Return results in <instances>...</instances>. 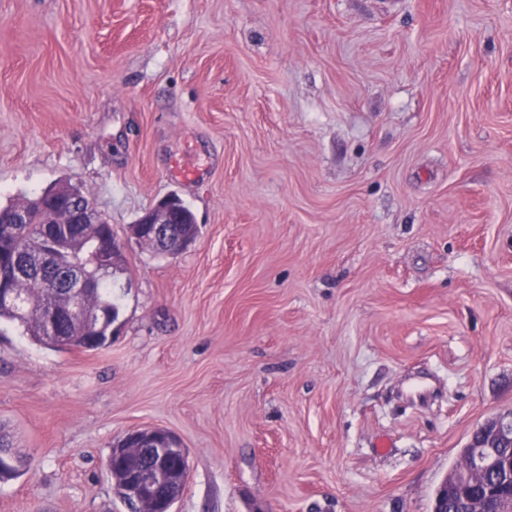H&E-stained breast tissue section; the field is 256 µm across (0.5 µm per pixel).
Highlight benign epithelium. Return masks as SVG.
I'll return each instance as SVG.
<instances>
[{"mask_svg":"<svg viewBox=\"0 0 512 512\" xmlns=\"http://www.w3.org/2000/svg\"><path fill=\"white\" fill-rule=\"evenodd\" d=\"M77 199L63 190L54 206L51 223L55 224L50 234L41 238L43 259L54 261L65 254L75 232L72 225L81 224V233L89 231L87 225H95L97 234V253L103 263L124 248L119 239L109 240L100 231L104 219L83 215L76 208ZM183 206L176 196L170 195L160 200L152 209L145 211L137 221L130 225L131 236L153 251L164 255H175L191 246L197 234L176 235L171 229L174 215ZM29 223L28 212L18 207L8 213H0V227L14 231ZM22 276V269L15 264L0 262V304L22 308L25 298L9 287V282ZM97 280L78 274L70 275L66 293L68 305H52L43 311V323L48 335L58 338L57 325L61 321L78 320L85 333L93 336L101 324L100 313L85 307V299L98 291ZM512 445V411L485 422L480 436L470 442L473 451L470 463L465 469L464 482L460 483L465 512H503L504 500H512V486L509 494L486 491L483 495L473 496L469 489L485 483L489 478L512 481V456L503 457L496 449L505 444ZM174 453L185 462L189 461L181 440L170 430L162 427L134 428L127 431L114 445L112 458H123L128 466L122 473V491L136 508L143 512H174V504L180 499L186 484L185 475H175L170 470L169 459Z\"/></svg>","mask_w":512,"mask_h":512,"instance_id":"obj_1","label":"benign epithelium"}]
</instances>
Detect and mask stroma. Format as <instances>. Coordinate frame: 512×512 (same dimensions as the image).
I'll return each instance as SVG.
<instances>
[{
    "label": "stroma",
    "mask_w": 512,
    "mask_h": 512,
    "mask_svg": "<svg viewBox=\"0 0 512 512\" xmlns=\"http://www.w3.org/2000/svg\"><path fill=\"white\" fill-rule=\"evenodd\" d=\"M203 179L172 177L185 142ZM68 183L124 238L109 346L0 324V512H430L512 411V0H0V204ZM174 194L166 256L128 227ZM112 447L107 464L111 457L112 461L115 457L128 461L121 477L127 499L141 511L174 512V504L182 496L187 478L171 472L172 454L179 453L189 474V458L181 440L166 428H134ZM116 492L129 509L134 508L120 491L119 484Z\"/></svg>",
    "instance_id": "stroma-1"
}]
</instances>
